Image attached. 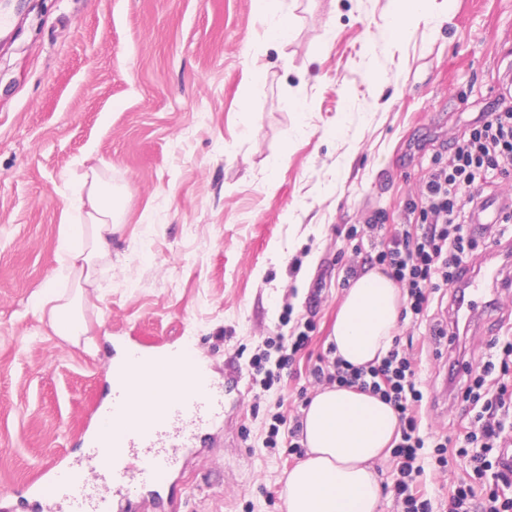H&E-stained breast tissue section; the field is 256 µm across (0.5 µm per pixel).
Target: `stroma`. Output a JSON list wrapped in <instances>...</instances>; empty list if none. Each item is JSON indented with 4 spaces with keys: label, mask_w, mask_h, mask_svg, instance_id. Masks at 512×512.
I'll return each instance as SVG.
<instances>
[{
    "label": "stroma",
    "mask_w": 512,
    "mask_h": 512,
    "mask_svg": "<svg viewBox=\"0 0 512 512\" xmlns=\"http://www.w3.org/2000/svg\"><path fill=\"white\" fill-rule=\"evenodd\" d=\"M402 35L391 0H0V507L36 503L42 470L79 458L118 349L192 342L224 384L205 442L185 449L159 497L125 489L129 512H285V471L264 447L276 403L300 414L360 251L404 219L437 155L489 112L512 75V0H456ZM288 28L285 39L267 33ZM98 168L122 199L100 267L88 346L56 336L32 299L82 223L73 188ZM379 216L373 243L347 236ZM502 267L456 342L451 297L397 339L419 360L425 439L471 427L456 360L480 366L512 336V236ZM309 330L281 382L254 401L249 359L262 337ZM469 458L420 489L446 499Z\"/></svg>",
    "instance_id": "obj_1"
}]
</instances>
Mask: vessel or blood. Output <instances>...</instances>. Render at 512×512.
Wrapping results in <instances>:
<instances>
[{
	"label": "vessel or blood",
	"instance_id": "obj_1",
	"mask_svg": "<svg viewBox=\"0 0 512 512\" xmlns=\"http://www.w3.org/2000/svg\"><path fill=\"white\" fill-rule=\"evenodd\" d=\"M125 357L127 371L113 377L111 401L97 409L84 459L39 475L34 496L60 501L67 512H109L106 488L164 487L184 448L208 433L224 394L189 346L169 352L160 366L136 347Z\"/></svg>",
	"mask_w": 512,
	"mask_h": 512
}]
</instances>
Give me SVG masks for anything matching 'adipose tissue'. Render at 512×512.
<instances>
[{
  "label": "adipose tissue",
  "instance_id": "obj_1",
  "mask_svg": "<svg viewBox=\"0 0 512 512\" xmlns=\"http://www.w3.org/2000/svg\"><path fill=\"white\" fill-rule=\"evenodd\" d=\"M85 221L75 242H63L58 262L37 297L51 330L79 343L89 332L85 311L91 303L98 267L112 255L118 231L111 188L92 168L82 180ZM403 299L395 282L373 270L347 288L329 341L335 357L355 367L379 362L391 348ZM306 457L288 473L286 512H379L378 461L399 435L395 408L379 396L354 387L326 386L303 410Z\"/></svg>",
  "mask_w": 512,
  "mask_h": 512
}]
</instances>
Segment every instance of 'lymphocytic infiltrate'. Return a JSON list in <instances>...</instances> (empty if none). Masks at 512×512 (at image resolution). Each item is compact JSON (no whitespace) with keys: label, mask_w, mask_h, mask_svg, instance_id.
<instances>
[{"label":"lymphocytic infiltrate","mask_w":512,"mask_h":512,"mask_svg":"<svg viewBox=\"0 0 512 512\" xmlns=\"http://www.w3.org/2000/svg\"><path fill=\"white\" fill-rule=\"evenodd\" d=\"M512 174V91H506L494 112L475 121L456 138L447 156L437 157L416 198L405 207V221L387 246L366 255L367 263L382 266L402 291L403 316L426 321L442 288L453 285L461 264L469 262L480 245H497L504 225L512 223V205L505 206L500 221L470 229V203L475 193L489 189L492 175ZM309 342L306 331L289 338H266L265 351L255 354L251 367L261 374L262 390H270L295 355ZM492 355L482 366L468 371L464 396L477 405L474 428L456 440L440 436L425 441L420 434L419 411L424 398L411 349L393 345L380 363L366 369L347 366L341 359H320L311 370L315 384L357 387L391 403L399 418L400 438L392 450L397 478L394 497L399 512H512V496L491 489L478 492L476 479L488 471L498 478L512 474V455L505 453L506 417L512 412V338L492 342ZM299 416L276 411L265 430L264 447L302 452ZM470 456L472 482L455 485L447 500L433 505L414 487L425 473L422 457L430 455L438 471H447L450 454Z\"/></svg>","instance_id":"lymphocytic-infiltrate-1"}]
</instances>
